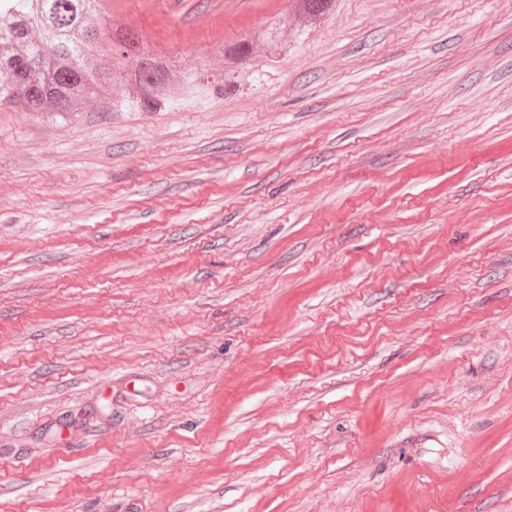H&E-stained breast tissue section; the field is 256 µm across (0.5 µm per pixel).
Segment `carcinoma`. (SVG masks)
<instances>
[{"label": "carcinoma", "instance_id": "cac0c4a2", "mask_svg": "<svg viewBox=\"0 0 512 512\" xmlns=\"http://www.w3.org/2000/svg\"><path fill=\"white\" fill-rule=\"evenodd\" d=\"M295 19L312 25L327 15L335 0H295ZM103 0H0V103L28 112H77L101 96L113 78L140 89V103L153 107L169 99L174 65L157 60L138 32L112 33L97 24ZM284 13L272 28H252L224 49L228 67L245 59L257 43L277 47V31L288 28ZM105 39L122 49L121 73L107 56L87 62L94 44Z\"/></svg>", "mask_w": 512, "mask_h": 512}]
</instances>
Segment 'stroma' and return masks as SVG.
Returning a JSON list of instances; mask_svg holds the SVG:
<instances>
[{"mask_svg":"<svg viewBox=\"0 0 512 512\" xmlns=\"http://www.w3.org/2000/svg\"><path fill=\"white\" fill-rule=\"evenodd\" d=\"M291 5L104 22L218 72ZM280 40L0 105V512H512V0Z\"/></svg>","mask_w":512,"mask_h":512,"instance_id":"obj_1","label":"stroma"}]
</instances>
